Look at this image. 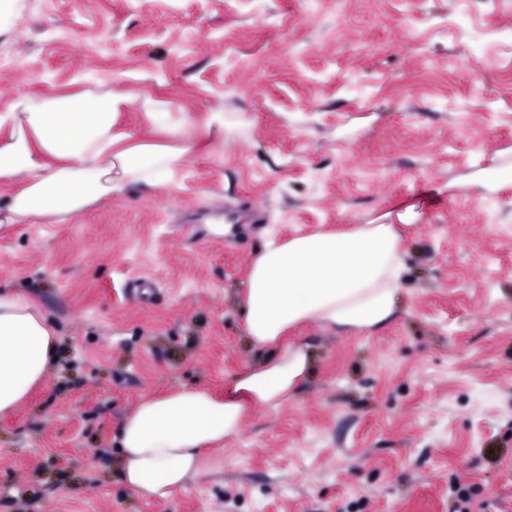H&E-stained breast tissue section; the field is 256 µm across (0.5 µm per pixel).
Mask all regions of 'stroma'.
I'll list each match as a JSON object with an SVG mask.
<instances>
[{"mask_svg": "<svg viewBox=\"0 0 512 512\" xmlns=\"http://www.w3.org/2000/svg\"><path fill=\"white\" fill-rule=\"evenodd\" d=\"M511 31L512 0H18L0 112L100 82L132 142L224 125L172 189L0 231V289L59 342L0 417V512H451L456 482L470 512H512V183L492 179L512 168ZM228 203L262 222L210 234ZM361 224L401 234L396 317L289 333L312 357L298 392L184 488L134 493L119 429L140 399L220 395L263 358L239 297L269 236Z\"/></svg>", "mask_w": 512, "mask_h": 512, "instance_id": "stroma-1", "label": "stroma"}]
</instances>
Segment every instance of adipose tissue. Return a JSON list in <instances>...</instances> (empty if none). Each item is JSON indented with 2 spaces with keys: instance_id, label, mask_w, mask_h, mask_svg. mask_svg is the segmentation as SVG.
<instances>
[{
  "instance_id": "adipose-tissue-1",
  "label": "adipose tissue",
  "mask_w": 512,
  "mask_h": 512,
  "mask_svg": "<svg viewBox=\"0 0 512 512\" xmlns=\"http://www.w3.org/2000/svg\"><path fill=\"white\" fill-rule=\"evenodd\" d=\"M108 90L17 100L0 113L11 129L0 146V179L25 182L0 208V228L57 224L129 185L172 184L188 147L124 145ZM404 273L393 225L361 224L343 232L314 231L268 239L255 258L241 300L245 335L265 357L234 377L223 397L181 388L146 396L121 424V469L140 497L163 498L183 488L204 448L239 432L247 411L292 397L309 373L306 347L286 345L288 330L315 322L332 329L372 330L397 314ZM58 356L57 333L42 308L0 291V417L12 413L45 379Z\"/></svg>"
}]
</instances>
